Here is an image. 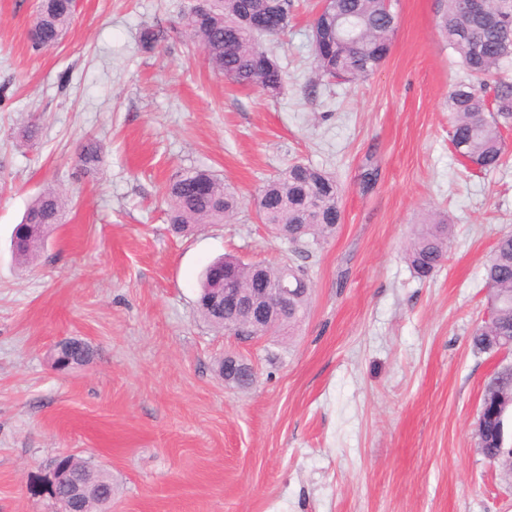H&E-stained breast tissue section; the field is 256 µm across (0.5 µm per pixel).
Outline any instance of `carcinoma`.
I'll return each instance as SVG.
<instances>
[{
    "label": "carcinoma",
    "mask_w": 512,
    "mask_h": 512,
    "mask_svg": "<svg viewBox=\"0 0 512 512\" xmlns=\"http://www.w3.org/2000/svg\"><path fill=\"white\" fill-rule=\"evenodd\" d=\"M438 27L448 48L464 72L479 80L456 83L448 95L452 119L451 143L455 151L483 171L503 165L504 130L512 129V81L497 78L512 66V37L501 34L489 17L467 13L462 0H438ZM76 0H39L30 29V41L39 50L58 44L72 23ZM295 0H195L179 19V25L201 49L208 66L231 84L258 88L276 96L286 74L263 46V41L288 34ZM396 27L390 0H330L316 20L321 49L315 54L316 78L353 82L372 74L384 61ZM101 162V146L90 142L79 154L82 169ZM171 200L169 223L176 232L192 224H220L231 217L239 201L231 187L213 171L190 168L176 174L168 186ZM258 218L275 232L288 230L297 242L293 252L307 258L312 246L331 238L341 221L336 180L329 173L296 162L268 181L254 199ZM65 208L63 196L45 188L29 203L20 224L13 230L15 259L21 266L32 264L44 247L49 228L60 222ZM450 225L432 218L421 225L406 253L420 278L431 276L447 259ZM225 267L235 272L245 287L252 285L249 268L234 257L211 262L203 271L196 314L218 331L230 332L244 321L238 312L227 314L207 303L214 287L213 270ZM302 290L288 299V326L299 323L307 312L311 290L307 267L288 265ZM488 288L512 297V232L501 234L485 264ZM497 336L512 337V308L500 312L490 326H477L471 345L487 352ZM483 395L512 396V373L496 371L484 385ZM486 459L502 454L494 436L478 437ZM112 497V478L104 472L85 484L86 508L96 512L104 497Z\"/></svg>",
    "instance_id": "obj_1"
}]
</instances>
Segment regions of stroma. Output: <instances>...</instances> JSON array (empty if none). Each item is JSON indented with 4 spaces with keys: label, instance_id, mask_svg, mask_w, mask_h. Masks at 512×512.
<instances>
[{
    "label": "stroma",
    "instance_id": "35a3bbf8",
    "mask_svg": "<svg viewBox=\"0 0 512 512\" xmlns=\"http://www.w3.org/2000/svg\"><path fill=\"white\" fill-rule=\"evenodd\" d=\"M192 2L77 0L64 38L36 51L38 0H0V512H56L62 453L111 474V512H512V475L477 438L501 357L470 346L484 265L512 231V132L491 172L452 149L448 93L465 73L438 0H392L388 57L348 83L316 81L295 0L268 45L288 72L275 98L225 81L174 29ZM147 27L166 33L152 49ZM91 140L93 175L79 165ZM296 161L342 189L341 224L305 261L307 315L258 341L216 331L194 314L200 273L220 256L291 260L253 201ZM193 167L242 205L175 234L165 187ZM50 185L68 197L62 221L19 267L12 230ZM432 213L451 226L448 258L421 280L405 254ZM66 338L93 356L62 373ZM230 353L250 387L225 383Z\"/></svg>",
    "mask_w": 512,
    "mask_h": 512
}]
</instances>
